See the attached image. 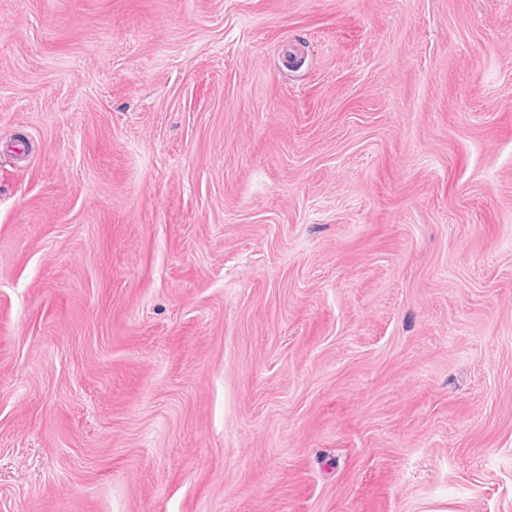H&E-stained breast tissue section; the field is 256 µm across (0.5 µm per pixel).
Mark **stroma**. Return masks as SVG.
<instances>
[{
  "label": "stroma",
  "instance_id": "35a3bbf8",
  "mask_svg": "<svg viewBox=\"0 0 512 512\" xmlns=\"http://www.w3.org/2000/svg\"><path fill=\"white\" fill-rule=\"evenodd\" d=\"M0 512H512V0H0Z\"/></svg>",
  "mask_w": 512,
  "mask_h": 512
}]
</instances>
